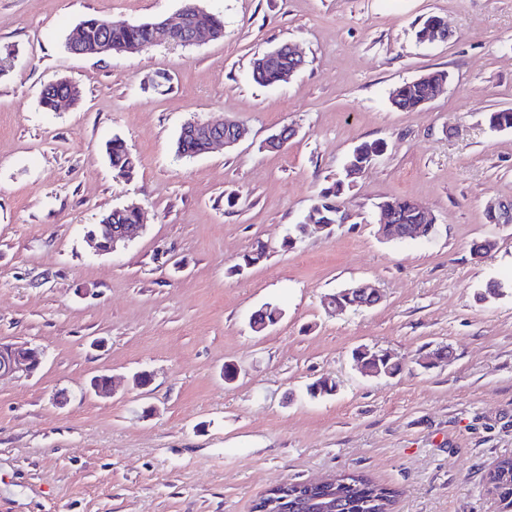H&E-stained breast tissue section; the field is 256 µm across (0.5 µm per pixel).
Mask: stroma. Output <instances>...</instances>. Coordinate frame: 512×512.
<instances>
[{"mask_svg":"<svg viewBox=\"0 0 512 512\" xmlns=\"http://www.w3.org/2000/svg\"><path fill=\"white\" fill-rule=\"evenodd\" d=\"M181 5L0 0V47L18 57L0 76V339L44 352L34 375L0 379V512H253L279 483L343 471L395 489L394 512H499L485 477L512 457V224L486 213L512 201V128L487 115L512 108V0H200L223 38L65 49L88 17L140 23ZM431 14L450 37L419 44ZM283 43L304 67L257 85L253 59ZM433 70L448 74L438 96L392 106L397 85ZM64 78L80 99L45 111L42 89ZM225 118L247 137L176 155L185 122ZM285 125L287 148H265ZM115 135L139 160L128 180L105 154ZM364 141L383 150L339 199L350 220L295 234ZM392 195L433 215L429 239L380 238ZM132 203L140 237L93 250V225ZM486 238L497 246L475 260ZM360 281L377 306L324 307ZM267 305L282 316L254 332ZM442 345L451 360L422 367ZM359 346L402 372L363 374ZM103 373L120 384L109 399L87 390ZM321 378L335 393L310 398Z\"/></svg>","mask_w":512,"mask_h":512,"instance_id":"stroma-1","label":"stroma"}]
</instances>
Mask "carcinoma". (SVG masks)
Returning a JSON list of instances; mask_svg holds the SVG:
<instances>
[{
  "instance_id": "carcinoma-1",
  "label": "carcinoma",
  "mask_w": 512,
  "mask_h": 512,
  "mask_svg": "<svg viewBox=\"0 0 512 512\" xmlns=\"http://www.w3.org/2000/svg\"><path fill=\"white\" fill-rule=\"evenodd\" d=\"M190 8L181 15V27L184 29H204L217 34L224 32V19L221 15L210 13L204 9H196L194 5L198 0H184ZM84 27V35L78 49L66 46L71 54L77 51L93 52L100 42H105L108 47L107 55H126L139 53L153 45L156 41L155 23L141 22L131 27H114L108 20L98 17H90L81 22ZM446 27L445 20L437 15L428 16L415 32L416 40L432 33L439 28ZM293 59L288 57V45H281L280 55L269 60L265 55L254 59L252 65V78L262 86L275 85L285 82L286 71L292 67ZM448 73L444 71L428 72L417 79L399 85L391 95L392 105L401 111H413L432 100L436 88L441 83L447 82ZM68 96L73 100L81 97L78 85L63 79H58L47 84L40 98V105L46 111L55 109L57 98ZM489 125L493 128H512V109L505 108L489 113ZM208 139L193 132H187L178 136L176 152L184 157H194L208 152ZM108 155L114 176L118 179H130L135 173L137 159L128 148L124 139L115 135L106 144ZM352 180L344 177L336 180L332 186L321 190L316 203L309 211L307 218L317 223L330 224L336 221V198L342 194L344 188L350 186ZM383 203L396 209L402 216L404 223H417L418 212L416 204L405 197L391 196L383 200ZM114 224H140L142 214L135 207L115 208L101 219V224L107 222ZM489 493L499 502H508L512 505V458L501 459L487 475ZM311 497H334L335 508L338 512H368L362 506L365 498H381L385 500L379 512H391L393 505V492L369 479L363 474L350 478L345 484H339L335 489L328 488L310 489Z\"/></svg>"
}]
</instances>
